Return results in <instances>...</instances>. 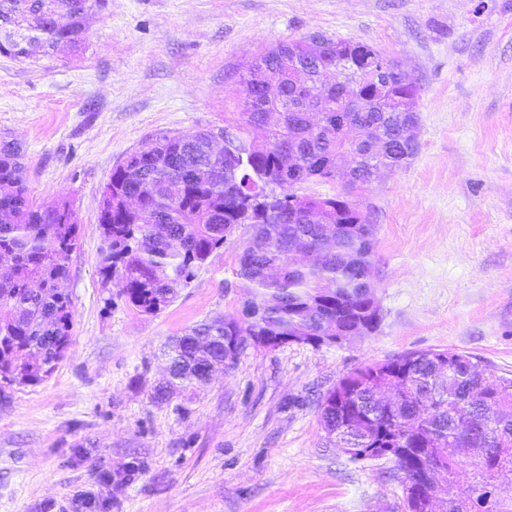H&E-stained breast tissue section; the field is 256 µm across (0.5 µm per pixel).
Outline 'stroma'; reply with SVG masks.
I'll return each mask as SVG.
<instances>
[{
  "label": "stroma",
  "instance_id": "35a3bbf8",
  "mask_svg": "<svg viewBox=\"0 0 512 512\" xmlns=\"http://www.w3.org/2000/svg\"><path fill=\"white\" fill-rule=\"evenodd\" d=\"M314 33L378 49L421 88L417 154L352 194L377 229L379 326L250 348L155 400L172 337L241 315L251 228L145 316L100 274L101 193L153 134H242L254 57ZM0 136L21 146L33 201H69L80 226L63 360L40 383L0 382V512H80L87 494L103 512H404L390 464L327 439L323 397L430 349L512 373V0H108L78 51L0 55Z\"/></svg>",
  "mask_w": 512,
  "mask_h": 512
}]
</instances>
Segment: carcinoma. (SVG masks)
<instances>
[{
    "instance_id": "carcinoma-1",
    "label": "carcinoma",
    "mask_w": 512,
    "mask_h": 512,
    "mask_svg": "<svg viewBox=\"0 0 512 512\" xmlns=\"http://www.w3.org/2000/svg\"><path fill=\"white\" fill-rule=\"evenodd\" d=\"M106 0H0V54L19 60L45 56L60 46L80 48L88 18ZM322 51L309 58L311 37L285 41L261 53L244 83L265 101L271 82L288 93L298 88L322 104V129L314 134L298 112H283L269 125L264 112L243 110L245 126L262 131L233 163L215 150L214 129L189 135L157 134L117 164L99 204L103 248L100 274L117 281L118 298L147 315L169 306L179 289L248 224L252 234L235 272L252 294L242 320L216 315L167 345L170 380L153 398L208 379L228 357L236 361L253 343L231 325L242 321L271 348L289 342L288 325L307 330L305 342L358 324L375 330L366 280L375 266L376 229L346 193L333 196L267 193L272 184L336 179V156L349 148L363 158L346 187L370 181L369 166L389 170L418 147L400 143L406 101L418 88L397 64L373 47L318 35ZM352 71L357 82L344 94L322 82L324 67ZM365 98L350 109L343 96ZM388 137L375 153L365 135ZM22 152L0 137V380L38 383L64 358L74 326L70 297L59 287L79 245L70 205L38 206L19 179ZM315 211L318 220L299 215ZM315 246L326 262H288V254ZM400 391L392 411L368 406L373 390ZM321 424L336 447L355 461L391 460L403 475L406 512H512L498 494L512 484V376L487 374L473 357L426 350L366 366L342 379L321 404ZM446 484L464 486L451 506L435 510L407 486L428 461Z\"/></svg>"
}]
</instances>
